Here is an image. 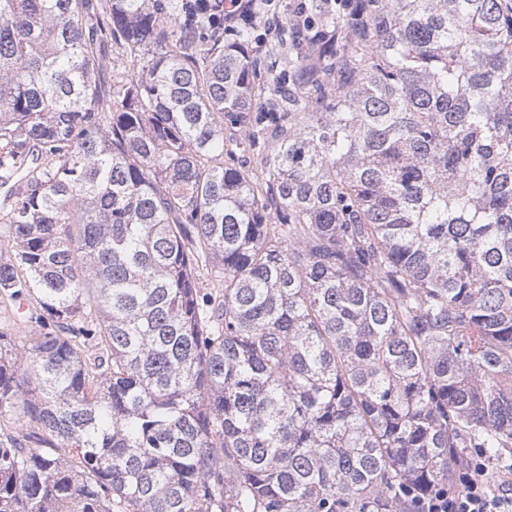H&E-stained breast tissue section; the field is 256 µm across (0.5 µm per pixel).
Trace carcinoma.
Instances as JSON below:
<instances>
[{
	"instance_id": "1",
	"label": "carcinoma",
	"mask_w": 512,
	"mask_h": 512,
	"mask_svg": "<svg viewBox=\"0 0 512 512\" xmlns=\"http://www.w3.org/2000/svg\"><path fill=\"white\" fill-rule=\"evenodd\" d=\"M306 17L249 122L212 3L0 0V512H422L512 451V0Z\"/></svg>"
}]
</instances>
